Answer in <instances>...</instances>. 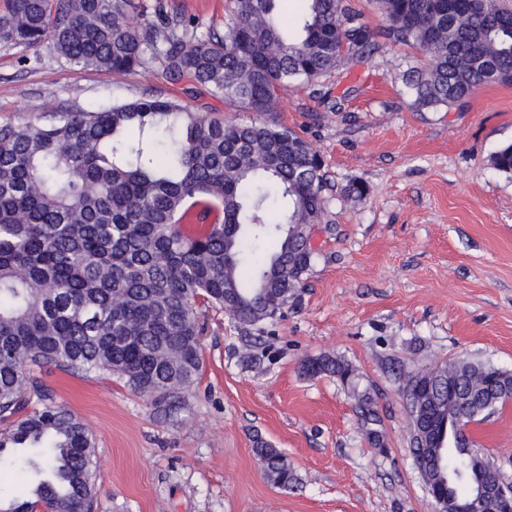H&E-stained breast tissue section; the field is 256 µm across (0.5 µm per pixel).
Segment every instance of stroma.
Here are the masks:
<instances>
[{"label": "stroma", "instance_id": "1", "mask_svg": "<svg viewBox=\"0 0 512 512\" xmlns=\"http://www.w3.org/2000/svg\"><path fill=\"white\" fill-rule=\"evenodd\" d=\"M190 19L223 32L232 0H134L137 13ZM423 60L380 43L342 55L314 89L288 84L272 116L325 161L318 257L296 306L247 366L238 323L199 302L203 369L174 416L114 375L33 368L45 393L85 424L94 443L92 512H435L410 452L408 375L475 359L512 372V176L490 155L512 142V85L475 90L460 107L414 111L401 76ZM141 97L177 101L227 121L253 114L205 86L171 80L160 62L115 74L82 68L52 44L0 42V125L55 112L101 110ZM362 181L356 200L340 190ZM348 362L356 386L309 378L310 357ZM379 420L371 445L355 390ZM476 448L512 483V403L472 424ZM262 438L287 456L298 483L275 487L253 453Z\"/></svg>", "mask_w": 512, "mask_h": 512}]
</instances>
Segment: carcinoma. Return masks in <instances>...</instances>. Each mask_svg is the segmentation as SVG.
Returning a JSON list of instances; mask_svg holds the SVG:
<instances>
[{
  "label": "carcinoma",
  "mask_w": 512,
  "mask_h": 512,
  "mask_svg": "<svg viewBox=\"0 0 512 512\" xmlns=\"http://www.w3.org/2000/svg\"><path fill=\"white\" fill-rule=\"evenodd\" d=\"M0 41L37 49L49 41L68 61L113 73L154 60L262 118L229 123L172 100L136 99L97 111L57 112L46 124L0 127V456L29 448L21 479L29 498L0 497V512H91L93 442L50 398L20 415L38 385L27 369L54 366L116 375L170 411L201 375L196 302L225 309L247 346L297 304L317 252L303 233L325 209L324 162L296 131L269 118L281 86H310L336 68L343 45L375 49L349 0H234L224 35L187 36L188 23L158 13L135 27L132 0H4ZM385 38L424 55L405 86L419 111L462 104L479 86L512 84V10L499 0H373ZM489 168L512 176V143ZM431 393L410 396L434 418L441 477L452 499L494 478L469 440L444 428L479 422L505 402L482 395L512 372L460 359L422 371ZM308 377L356 387L345 360L319 354ZM368 441L378 412L355 393ZM267 479L291 489L286 455L255 440Z\"/></svg>",
  "instance_id": "carcinoma-1"
}]
</instances>
